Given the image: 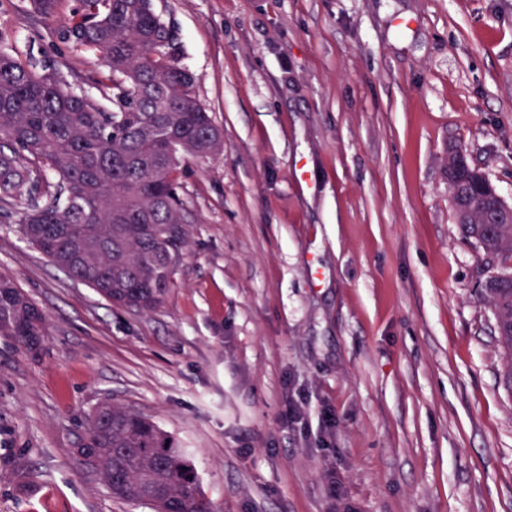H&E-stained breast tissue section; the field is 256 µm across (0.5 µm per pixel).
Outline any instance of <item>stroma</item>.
<instances>
[{
    "label": "stroma",
    "instance_id": "1",
    "mask_svg": "<svg viewBox=\"0 0 512 512\" xmlns=\"http://www.w3.org/2000/svg\"><path fill=\"white\" fill-rule=\"evenodd\" d=\"M30 0L0 47L112 83ZM224 137L179 172L187 253L120 309L0 220V274L47 317L0 338V512H149L74 450L123 403L192 452L216 512H512V393L448 149L512 204V0H154ZM335 418L324 425L323 414Z\"/></svg>",
    "mask_w": 512,
    "mask_h": 512
}]
</instances>
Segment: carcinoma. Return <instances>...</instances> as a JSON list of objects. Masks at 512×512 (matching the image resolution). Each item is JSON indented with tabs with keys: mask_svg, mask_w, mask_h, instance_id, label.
Here are the masks:
<instances>
[{
	"mask_svg": "<svg viewBox=\"0 0 512 512\" xmlns=\"http://www.w3.org/2000/svg\"><path fill=\"white\" fill-rule=\"evenodd\" d=\"M63 38L95 52L112 106L0 50V218L21 204L24 238L113 305L151 312L173 284L188 239L178 173L184 156L223 151L219 127L180 64L178 34L152 0H80ZM462 239L483 256L480 298L505 350L512 393V223L485 173L450 184ZM0 336L38 353L46 316L0 275ZM94 474L112 497L154 512H213L187 449L152 419L112 402L88 415Z\"/></svg>",
	"mask_w": 512,
	"mask_h": 512,
	"instance_id": "1",
	"label": "carcinoma"
}]
</instances>
